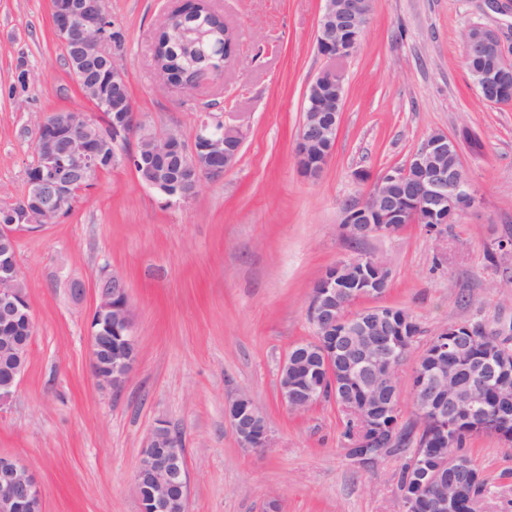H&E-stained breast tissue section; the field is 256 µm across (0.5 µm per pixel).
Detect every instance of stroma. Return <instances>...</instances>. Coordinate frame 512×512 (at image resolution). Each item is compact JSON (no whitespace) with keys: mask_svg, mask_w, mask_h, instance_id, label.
I'll return each mask as SVG.
<instances>
[{"mask_svg":"<svg viewBox=\"0 0 512 512\" xmlns=\"http://www.w3.org/2000/svg\"><path fill=\"white\" fill-rule=\"evenodd\" d=\"M502 2L503 13L484 0H374L357 50L331 61L314 39L324 0H210L235 51L222 79L186 94L160 86L153 66L155 35L181 0H109L146 122L190 133L213 112L243 144L237 163L188 206L164 205L121 166L100 174L68 216L18 234L35 335L0 409V455L37 474L43 512H140L133 478L161 421L185 441L187 512H404L399 482L411 448L355 461L335 401L290 412L279 368L314 336L315 281L363 253L385 260L391 278L355 308L406 310L423 330L418 347L452 323L512 322V105L479 98L462 39L472 25L496 29L512 59V0ZM328 67L343 78L345 104L332 158L309 179L293 143L307 88ZM60 110L93 107L69 72L49 0H0V207L25 191L38 119ZM435 131L458 138L479 206L440 241L419 224L350 241L343 204ZM111 274L126 282L139 349L117 393L97 385L88 360L95 288ZM75 281L85 286L78 298ZM240 394L263 412L270 448L240 447L225 418ZM468 450L489 488L477 512H512V445L483 434Z\"/></svg>","mask_w":512,"mask_h":512,"instance_id":"obj_1","label":"stroma"}]
</instances>
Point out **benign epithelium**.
<instances>
[{"label": "benign epithelium", "instance_id": "1", "mask_svg": "<svg viewBox=\"0 0 512 512\" xmlns=\"http://www.w3.org/2000/svg\"><path fill=\"white\" fill-rule=\"evenodd\" d=\"M53 31L62 44L71 75L82 96L92 104L118 109L113 127L122 136L129 151L118 154L120 161L133 167L135 174L158 177L162 163L175 159L188 162L196 178L193 188L167 205L191 203L205 179L224 176L236 163L241 132L216 127L201 120L193 133L179 128L158 131L148 126L132 102L126 72L120 63L125 39L110 35L107 29H121L110 20L107 0H50ZM373 0H325L318 18L315 45L329 60L350 56L359 46L370 23ZM464 46L477 50L487 60L476 90L483 101L493 104L507 87L503 79L505 59L498 33L486 26L472 25L464 32ZM345 89L333 68L322 70L308 87L310 105L294 145L298 169L316 179L328 164L344 106ZM457 150L455 140L443 131L431 133L395 170L378 175L368 192L342 209V229L346 236L362 242L376 235H391L410 219L425 216L429 234L444 238L448 225L456 217L476 207L479 193L465 172L461 157L455 167L445 166L448 152ZM35 163L26 177V191L16 205L18 224H0V347L7 356L0 361V408L14 396L28 360L35 331L26 281L17 259V234L37 232L69 214L86 183L98 174V160L112 154V139L79 127L67 115L55 113L39 121L34 144ZM336 271L324 274L313 286L308 319L319 339L318 354L288 353L278 377L279 394L294 413L309 410L321 397L315 388H300L289 380L300 369L314 368L335 379L344 368L343 385L332 393L341 406L360 396L357 415L367 430L355 435L348 453L360 459L359 449L369 448L377 438L393 436L397 398L391 392L396 375L385 371L395 366L396 352L414 334L415 321H395L374 305L361 310L359 325L347 326L349 317L336 308L338 298L359 299L380 294L387 288L390 267L381 258L367 255L349 258L335 265ZM339 324L356 337L354 353L343 359L336 350L323 345V337L332 336ZM120 336L112 343V335ZM434 344L433 364L413 386V397L422 401L419 410L434 414L438 429L434 442L448 441L455 428L456 411L477 413L483 407L482 392L494 388L503 397L512 392V356L500 353L484 357L478 387L461 390L457 384V360L477 352L470 330L460 325L443 328ZM90 367L97 382L114 391L126 383L138 361L131 302L124 280L118 275L104 277L96 289L95 306L88 336ZM225 416L241 447L259 450L271 447L265 417L253 401L237 395L225 408ZM183 437L160 422L148 438L143 454L149 458L136 471L135 490L141 512H180L189 496V474ZM415 478L422 487H434L428 501L429 512H460L465 483L458 480L464 471L461 461H453L432 471L414 460ZM45 488L22 461L0 456V512H43Z\"/></svg>", "mask_w": 512, "mask_h": 512}]
</instances>
